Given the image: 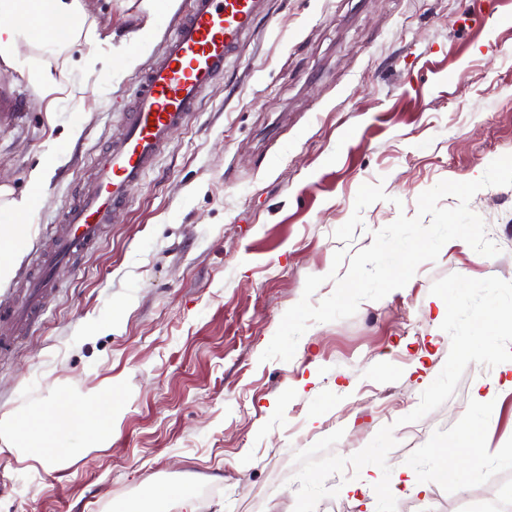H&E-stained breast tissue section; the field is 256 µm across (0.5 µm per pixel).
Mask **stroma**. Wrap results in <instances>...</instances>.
<instances>
[{"mask_svg": "<svg viewBox=\"0 0 512 512\" xmlns=\"http://www.w3.org/2000/svg\"><path fill=\"white\" fill-rule=\"evenodd\" d=\"M177 0L154 42L135 47L143 0H84L111 63L81 53L59 61L56 93L17 82L19 113L0 124V178L24 190L54 161L21 268L44 250L62 210L81 193L138 79L189 9ZM260 22L155 168L133 190L99 246L56 271L36 326L0 355V414L79 394L113 379L122 416L109 447L65 467L0 452V512H113L151 503L150 489L186 488L195 512H293L299 436L343 430L335 454L363 449L394 425L387 457L397 512H476L512 494V391L485 407L476 387L512 370L472 363L453 396L419 421L418 405L451 347L434 281L458 273L512 281V186L470 202L501 249L485 257L453 239L403 288L365 300L347 319L312 324L291 361H261L310 275L329 296L338 249L355 253L443 180L479 179L512 154V0H270ZM135 56L127 65V56ZM82 132L70 139L69 125ZM386 200L362 212L351 243L335 230L358 189ZM480 420L491 478L448 468V444ZM413 472L416 489L405 488ZM352 470L332 476L346 512H376ZM273 487L274 498L261 491Z\"/></svg>", "mask_w": 512, "mask_h": 512, "instance_id": "35a3bbf8", "label": "stroma"}]
</instances>
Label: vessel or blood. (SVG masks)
I'll use <instances>...</instances> for the list:
<instances>
[{
	"mask_svg": "<svg viewBox=\"0 0 512 512\" xmlns=\"http://www.w3.org/2000/svg\"><path fill=\"white\" fill-rule=\"evenodd\" d=\"M265 13V0H191L164 52L141 77L121 132L78 199L63 210L34 271L26 273L24 301L0 304V322L25 327L36 322L58 286L57 268L99 243L104 225L112 223L172 131L187 123L204 90L223 74L242 38L254 32L256 19Z\"/></svg>",
	"mask_w": 512,
	"mask_h": 512,
	"instance_id": "1",
	"label": "vessel or blood"
}]
</instances>
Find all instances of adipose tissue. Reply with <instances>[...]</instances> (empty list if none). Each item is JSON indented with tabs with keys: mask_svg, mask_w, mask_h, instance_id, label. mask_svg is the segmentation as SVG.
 <instances>
[{
	"mask_svg": "<svg viewBox=\"0 0 512 512\" xmlns=\"http://www.w3.org/2000/svg\"><path fill=\"white\" fill-rule=\"evenodd\" d=\"M98 38L94 23L88 22L82 0H0V61L28 72L31 82L52 91L56 81L51 67L74 46L94 43ZM40 50L41 59L22 57L20 49ZM49 164L35 166L29 173V189L15 193L9 183L0 182V285L14 277L29 238L36 213V194L50 181ZM114 381L86 394L85 412H75L72 395L62 391L52 404L38 411H10L0 415V444L24 457L49 466L71 464L77 449L105 448L121 411L95 412V405L111 397Z\"/></svg>",
	"mask_w": 512,
	"mask_h": 512,
	"instance_id": "ef3b65f1",
	"label": "adipose tissue"
}]
</instances>
